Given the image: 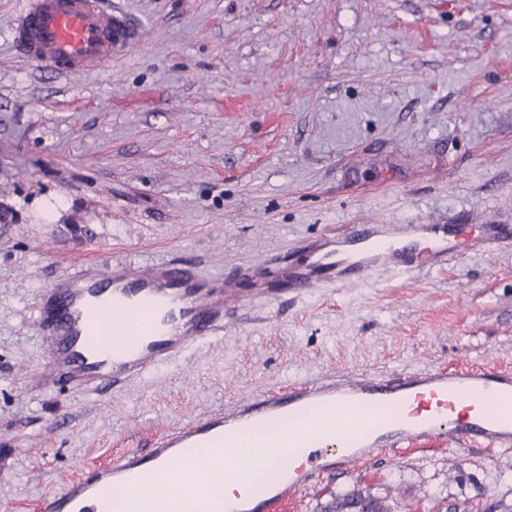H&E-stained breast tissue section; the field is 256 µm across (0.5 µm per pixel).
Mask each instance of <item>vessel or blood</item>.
<instances>
[{"mask_svg": "<svg viewBox=\"0 0 512 512\" xmlns=\"http://www.w3.org/2000/svg\"><path fill=\"white\" fill-rule=\"evenodd\" d=\"M111 0H26L13 38L26 60L58 73L94 70L112 60L118 35L134 29L116 24ZM448 226L425 225V247L399 245L381 225L354 224L337 249L316 251L288 279L299 294L317 281L344 286L378 268L408 274L446 263L454 250ZM223 290L214 279L187 267L160 265L144 273L116 266L96 276L82 271L68 287L52 290L40 308V331L49 349L46 377L78 391H91L116 376L138 379L224 326ZM512 399V372L488 368L441 370L391 378L361 376L340 384L307 382L211 414L162 434L154 448L130 450L116 462L85 470L49 495L41 512H99L102 492L119 485L142 507L167 497L185 472L195 471L196 491H206L214 473L232 475L238 462L230 438L243 426L278 425L306 413L307 423L289 428L274 454L305 444L307 467L272 487L249 512H285L314 480L336 473L334 458L369 460L375 448L399 453L449 434L452 440L488 448L512 446V414L496 411ZM411 406L412 427L374 435L372 409L395 415Z\"/></svg>", "mask_w": 512, "mask_h": 512, "instance_id": "vessel-or-blood-1", "label": "vessel or blood"}]
</instances>
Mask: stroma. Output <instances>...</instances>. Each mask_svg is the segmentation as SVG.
I'll list each match as a JSON object with an SVG mask.
<instances>
[{
    "mask_svg": "<svg viewBox=\"0 0 512 512\" xmlns=\"http://www.w3.org/2000/svg\"><path fill=\"white\" fill-rule=\"evenodd\" d=\"M0 0V512L310 380L512 371V0H112L102 71L36 68ZM352 224L454 226L460 255L253 299ZM189 265L235 289L217 337L96 393L45 385L37 308L82 263ZM413 512H512V447L421 445L312 484Z\"/></svg>",
    "mask_w": 512,
    "mask_h": 512,
    "instance_id": "stroma-1",
    "label": "stroma"
}]
</instances>
